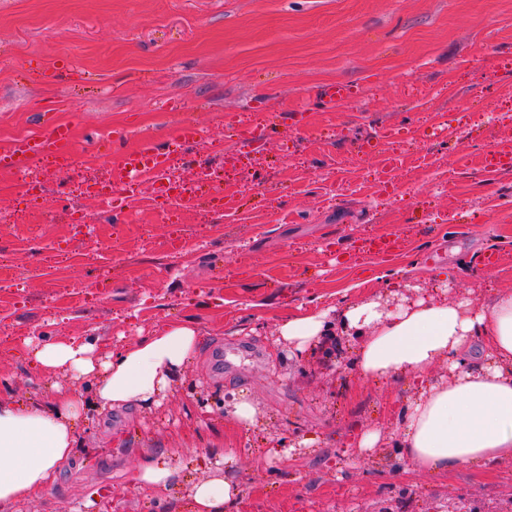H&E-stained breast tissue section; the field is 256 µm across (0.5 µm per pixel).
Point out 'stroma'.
Segmentation results:
<instances>
[{
    "mask_svg": "<svg viewBox=\"0 0 512 512\" xmlns=\"http://www.w3.org/2000/svg\"><path fill=\"white\" fill-rule=\"evenodd\" d=\"M335 83L353 89L339 106ZM185 119L206 134L192 149ZM55 121L79 163L33 161L39 203L0 190V383L21 399L71 384L34 373L27 337L117 346L182 319L203 341L160 405L89 411L72 464L11 512H192L190 488L214 474L241 488L235 512H512V457L402 471L412 383L364 380L353 337L302 357L275 342L297 308L391 300L412 265L426 290L449 274L452 301L512 290V169L484 168L512 150V0H0V150ZM147 140L187 183L223 168L212 142L239 162L189 211L138 181L118 215L82 194L112 148ZM384 235L392 254L367 251ZM235 395L255 426L233 418ZM167 448L175 486L129 484Z\"/></svg>",
    "mask_w": 512,
    "mask_h": 512,
    "instance_id": "35a3bbf8",
    "label": "stroma"
}]
</instances>
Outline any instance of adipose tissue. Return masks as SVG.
<instances>
[{"mask_svg": "<svg viewBox=\"0 0 512 512\" xmlns=\"http://www.w3.org/2000/svg\"><path fill=\"white\" fill-rule=\"evenodd\" d=\"M354 337L355 365L367 379L415 384L398 446L415 472L489 464L512 457V290L486 300L449 301L445 293L401 298L388 307L371 297L339 311L308 309L277 327V343L303 353L322 337ZM201 338L189 323H170L100 354L93 339L24 341L43 376L71 373L84 389L52 384L45 399L0 394V512L53 484L73 458L77 423L89 410L150 407L181 381ZM448 378H434L438 363ZM194 512H229L240 498L220 476L191 489Z\"/></svg>", "mask_w": 512, "mask_h": 512, "instance_id": "obj_1", "label": "adipose tissue"}]
</instances>
